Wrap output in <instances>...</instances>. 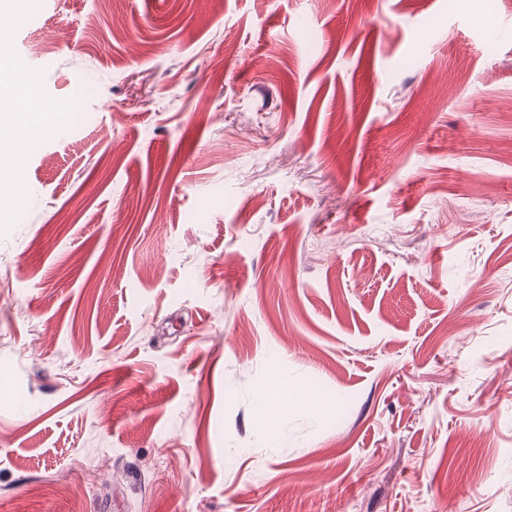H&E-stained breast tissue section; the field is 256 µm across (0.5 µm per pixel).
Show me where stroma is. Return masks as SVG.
<instances>
[{"instance_id": "1", "label": "stroma", "mask_w": 512, "mask_h": 512, "mask_svg": "<svg viewBox=\"0 0 512 512\" xmlns=\"http://www.w3.org/2000/svg\"><path fill=\"white\" fill-rule=\"evenodd\" d=\"M38 3L0 512H512V0Z\"/></svg>"}]
</instances>
